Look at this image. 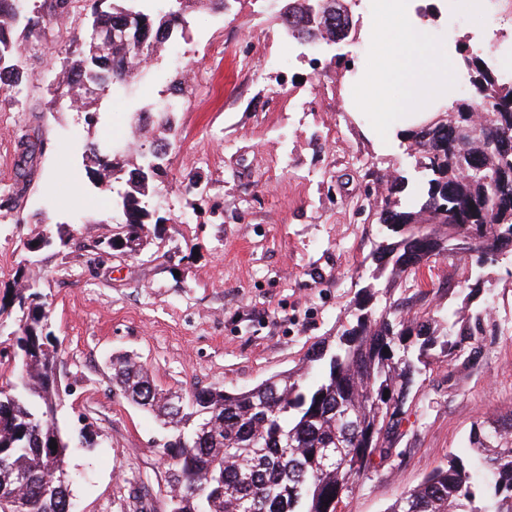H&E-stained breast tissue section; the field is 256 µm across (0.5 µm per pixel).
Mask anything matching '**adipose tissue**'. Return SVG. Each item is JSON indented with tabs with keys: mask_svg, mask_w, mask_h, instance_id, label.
Returning <instances> with one entry per match:
<instances>
[{
	"mask_svg": "<svg viewBox=\"0 0 512 512\" xmlns=\"http://www.w3.org/2000/svg\"><path fill=\"white\" fill-rule=\"evenodd\" d=\"M380 18L367 25L375 47L373 67L354 95L372 110L377 133L404 132L412 115L438 100L448 84V58L430 43L428 29L410 16L409 0H379Z\"/></svg>",
	"mask_w": 512,
	"mask_h": 512,
	"instance_id": "ef3b65f1",
	"label": "adipose tissue"
}]
</instances>
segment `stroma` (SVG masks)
Wrapping results in <instances>:
<instances>
[{"label": "stroma", "instance_id": "stroma-1", "mask_svg": "<svg viewBox=\"0 0 512 512\" xmlns=\"http://www.w3.org/2000/svg\"><path fill=\"white\" fill-rule=\"evenodd\" d=\"M428 18L435 47L456 57L460 45L491 59L512 41L494 40L497 0H439ZM280 0H227L221 10L186 12L171 42L178 61L159 58L108 92L97 123L83 113L41 112L73 39L43 53L26 51L32 80L26 108L0 97V201L18 181L17 145L41 134L43 155L19 214L0 211V294L16 272L33 271L56 338L63 393L56 418L90 444L70 449V496L76 512H168L166 431L129 404L112 382V359L128 354L148 367L158 388L189 393L245 391L294 371L312 348L350 319L361 288L372 282L374 253L387 232L377 222L389 170L415 171L400 138L375 140L369 114L348 92L373 59L362 32L374 0L352 5L354 37L305 49L283 30ZM187 90L167 144L155 113L175 75ZM132 147L111 189L85 170L90 144ZM163 148V174L150 204L166 217L137 255L104 252L112 233L115 191L144 155ZM68 225L74 243L31 253L26 239ZM488 268L477 304L491 311L496 335L475 336L457 350L460 371L432 356L404 406L397 452L360 478L345 512H386L449 455H471L470 431L483 419H512V277ZM464 264L455 254L430 257L406 282L376 281V307L441 315L463 306ZM431 284L415 299V289Z\"/></svg>", "mask_w": 512, "mask_h": 512}]
</instances>
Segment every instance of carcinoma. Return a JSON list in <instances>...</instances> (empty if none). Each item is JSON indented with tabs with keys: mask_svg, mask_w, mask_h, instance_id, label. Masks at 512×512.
<instances>
[{
	"mask_svg": "<svg viewBox=\"0 0 512 512\" xmlns=\"http://www.w3.org/2000/svg\"><path fill=\"white\" fill-rule=\"evenodd\" d=\"M158 0H16L0 10V95L21 104L15 93L31 73L19 55V42L37 47L50 31L67 38L66 22L84 12L92 22L79 53L56 73L50 108L65 104L91 112L97 96L126 86L141 71L143 56L159 55L149 31L173 34L192 4L224 7V0H173L163 13ZM301 0H285L280 14L288 37L305 46L331 43L333 30L312 42L306 33L314 17ZM472 95L433 113L429 130L418 124L403 135L417 155L421 178L399 173L390 181L379 223L391 241L375 255L372 279L385 272L394 279L431 255L448 251L469 265L480 292L482 270L498 257H512V84L479 56L465 55ZM483 106V143L463 149L470 111ZM43 153L41 139L19 141L17 173L24 178ZM86 168L97 187L112 188L124 165L117 151L101 156L89 149ZM158 171L131 182L112 207L119 232L106 247L130 255L158 229L147 197ZM31 272H16L14 286L0 297V318L20 313L12 339L14 360L0 359V512H66L69 489L53 482L65 462L68 440L48 424L59 387L55 384L57 348L48 331V312L34 291ZM375 285L362 288L353 321L333 342L312 349L307 368L274 375L254 388L227 392L202 388L188 396L155 386L147 370L128 357L112 361L119 394L163 418L170 428L162 456L168 484L179 488L174 512H342L355 482L375 470L394 451L404 405L415 378L432 351L454 359L457 341L494 335L486 309L468 314L380 313L371 307ZM512 429L499 423L475 424L470 443L476 457L451 456L416 487L402 493L387 512H512ZM57 449H51V442Z\"/></svg>",
	"mask_w": 512,
	"mask_h": 512,
	"instance_id": "1",
	"label": "carcinoma"
}]
</instances>
